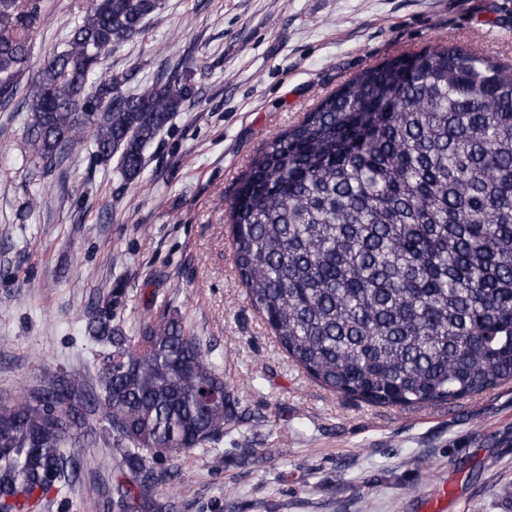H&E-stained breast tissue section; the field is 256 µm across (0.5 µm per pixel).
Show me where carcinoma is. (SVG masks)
Instances as JSON below:
<instances>
[{
    "label": "carcinoma",
    "mask_w": 512,
    "mask_h": 512,
    "mask_svg": "<svg viewBox=\"0 0 512 512\" xmlns=\"http://www.w3.org/2000/svg\"><path fill=\"white\" fill-rule=\"evenodd\" d=\"M161 0H94L21 100L46 0H0V106L28 113L25 160L50 170L84 137L128 180L192 97L106 60ZM239 282L283 352L321 385L416 408L512 380V65L461 44L370 67L268 140L230 211ZM96 384L45 369L0 400V512H36L80 474L91 438L126 468L119 512H167L165 464L239 423L224 378L175 314L135 336L84 312ZM98 415L97 429L86 414Z\"/></svg>",
    "instance_id": "obj_1"
}]
</instances>
